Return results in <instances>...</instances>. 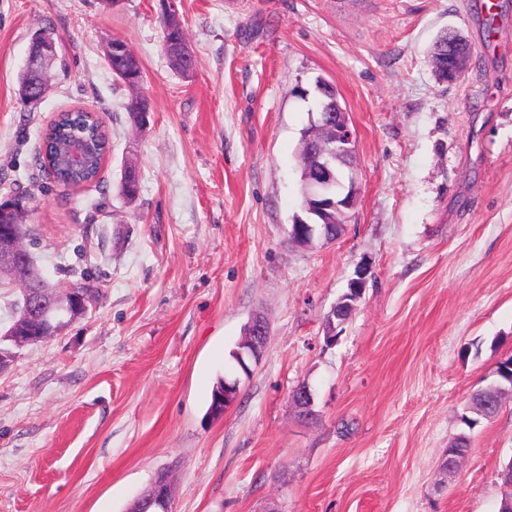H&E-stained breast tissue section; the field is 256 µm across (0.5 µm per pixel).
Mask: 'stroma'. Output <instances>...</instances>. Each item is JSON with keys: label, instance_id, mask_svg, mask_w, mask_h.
I'll return each instance as SVG.
<instances>
[{"label": "stroma", "instance_id": "35a3bbf8", "mask_svg": "<svg viewBox=\"0 0 512 512\" xmlns=\"http://www.w3.org/2000/svg\"><path fill=\"white\" fill-rule=\"evenodd\" d=\"M0 0V200L30 196V250L50 281L101 296L0 372V512H126L172 468L175 512H498L512 401L440 470L473 392L512 357V0ZM176 6L197 63L163 46ZM60 60L38 107L18 94L31 36ZM455 30L452 83L429 61ZM121 39L144 80H117ZM357 131L359 204L331 244L302 248L297 147L316 78ZM151 102L135 129L133 93ZM101 115L97 183H55L37 158L58 112ZM140 194L126 203V161ZM367 286L325 345L358 267ZM265 352L223 417L207 410L245 324ZM308 382L317 416L290 400Z\"/></svg>", "mask_w": 512, "mask_h": 512}]
</instances>
